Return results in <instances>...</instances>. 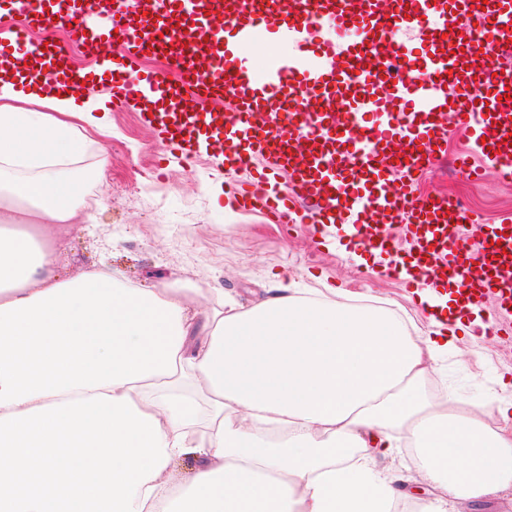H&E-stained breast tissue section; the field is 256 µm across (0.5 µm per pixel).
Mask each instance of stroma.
<instances>
[{"instance_id": "obj_1", "label": "stroma", "mask_w": 512, "mask_h": 512, "mask_svg": "<svg viewBox=\"0 0 512 512\" xmlns=\"http://www.w3.org/2000/svg\"><path fill=\"white\" fill-rule=\"evenodd\" d=\"M110 117L111 135L86 143L77 165L85 195L95 204L86 210V223L73 225L57 245L61 277L106 266L136 288L172 283L220 288L238 310L246 311L271 296L278 275L305 296L316 297L326 282L343 289V303L386 307L412 333L428 329L427 309L398 279L372 275V260L359 263L335 244L321 243L309 225L288 230L266 223L261 215L228 208L226 177L209 157L185 167L178 156H162L156 130L137 110L116 109ZM103 148L108 166L102 172L97 163ZM416 193L465 198L484 216L482 224L468 230L477 238L487 226L512 215V182L491 172L481 182L467 181L447 160L427 170ZM482 314L492 319L498 335L484 343L482 359L452 351L439 361L424 381L430 399L457 395L481 403L499 394L496 374L512 368V324L492 299H485ZM378 468L394 479L400 494L397 512H419L422 504L448 501L444 489L426 481L407 441L379 458Z\"/></svg>"}]
</instances>
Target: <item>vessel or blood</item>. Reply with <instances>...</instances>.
Here are the masks:
<instances>
[{"instance_id": "vessel-or-blood-1", "label": "vessel or blood", "mask_w": 512, "mask_h": 512, "mask_svg": "<svg viewBox=\"0 0 512 512\" xmlns=\"http://www.w3.org/2000/svg\"><path fill=\"white\" fill-rule=\"evenodd\" d=\"M0 0L23 26L0 39V75L42 78L65 91L87 82L64 45L45 39L27 52V29L48 18L77 22L80 44L97 52L111 103L135 107L154 93L147 119L162 150L192 159L223 156L226 173L244 172L234 200L281 224H348L350 249L393 254L379 222L400 224L411 247L394 271L415 268L437 281L455 275L460 292L493 299L512 314V219L469 244L478 217L412 186L450 136L467 132L483 162L458 157L461 174L494 169L512 181V113L504 99L512 67V0ZM415 30L421 48L396 40ZM290 43L255 77L238 50L258 37ZM123 53L102 55L108 41ZM163 54L181 75L172 83L139 73L141 57ZM229 100L234 121L217 109Z\"/></svg>"}]
</instances>
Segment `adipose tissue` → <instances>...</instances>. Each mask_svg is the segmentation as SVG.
I'll use <instances>...</instances> for the list:
<instances>
[{
	"label": "adipose tissue",
	"mask_w": 512,
	"mask_h": 512,
	"mask_svg": "<svg viewBox=\"0 0 512 512\" xmlns=\"http://www.w3.org/2000/svg\"><path fill=\"white\" fill-rule=\"evenodd\" d=\"M99 107L0 79V512H63L76 474L73 512H393L372 451L399 434L450 499L512 494V397L434 403L420 387L461 338L484 341L480 304L424 289L441 317L415 336L392 312L332 303L330 284L205 316L186 288L54 275L46 240L82 216L66 168L109 132ZM21 426L40 429L39 458ZM186 455L202 467L171 482ZM36 463L42 492L19 494Z\"/></svg>",
	"instance_id": "adipose-tissue-1"
}]
</instances>
